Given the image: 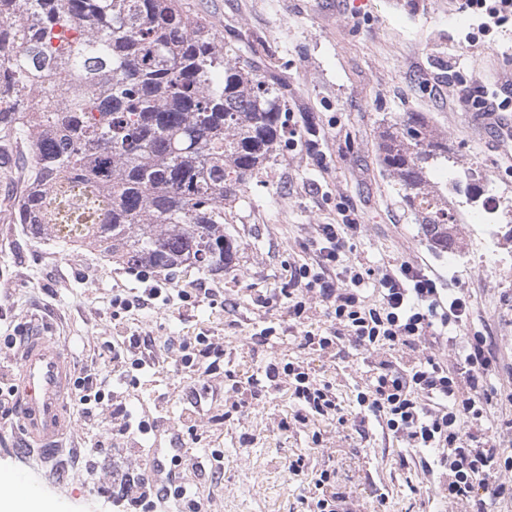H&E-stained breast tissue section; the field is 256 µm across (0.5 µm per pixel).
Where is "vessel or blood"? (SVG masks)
<instances>
[{
    "instance_id": "1",
    "label": "vessel or blood",
    "mask_w": 512,
    "mask_h": 512,
    "mask_svg": "<svg viewBox=\"0 0 512 512\" xmlns=\"http://www.w3.org/2000/svg\"><path fill=\"white\" fill-rule=\"evenodd\" d=\"M69 366L57 345L40 333L30 334L18 363L20 425L36 445L63 437L70 425L67 389Z\"/></svg>"
}]
</instances>
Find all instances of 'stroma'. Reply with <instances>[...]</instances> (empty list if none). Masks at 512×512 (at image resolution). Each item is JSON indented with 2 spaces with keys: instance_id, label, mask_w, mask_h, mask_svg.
Listing matches in <instances>:
<instances>
[{
  "instance_id": "obj_1",
  "label": "stroma",
  "mask_w": 512,
  "mask_h": 512,
  "mask_svg": "<svg viewBox=\"0 0 512 512\" xmlns=\"http://www.w3.org/2000/svg\"><path fill=\"white\" fill-rule=\"evenodd\" d=\"M240 55L274 70L288 82V109L319 132V150L284 147L278 159L252 179L247 191L226 207L225 234L237 244L232 264L221 272L180 270L154 274L179 288H209L197 308L133 311L112 315V291L133 288V277L97 251L59 249L33 238L12 215L25 191L26 160L15 150L0 152V366L18 351L4 336L37 324L69 356L72 365L99 372L98 352L132 334L155 340L153 366L130 387L107 377L112 400L83 414L72 407V425L59 450L29 448L17 424L0 420V470L24 472L56 512H111L112 487L97 468L76 465L97 442L115 440L131 449L129 467L150 473L169 467L183 449L182 479L197 492L206 512H288L299 483L285 466L291 452L323 460L298 428L284 434L282 418L294 410L283 381L272 382L269 398L238 405L224 386L223 372L201 378L177 368L183 338L207 333L223 345L225 361L239 377L301 355L293 336L268 346L254 332L281 324L284 311L258 305L260 296L282 287L289 267L301 260V245L317 225L336 221L343 203L362 224L356 251L383 265L409 261L428 266L441 279L467 289L471 329H487L503 364L512 365V226L501 225L500 264L472 272L464 259L476 254L469 225H459L457 254L440 253L427 242L407 210L397 185L384 171L377 148L380 131L406 112L423 113L448 140V155L483 168L512 200V157L503 155L493 130L481 125L463 94L484 86L512 89V28L464 37L476 20L458 0H182ZM306 361L330 381L346 408V425L317 423L333 461L336 489L349 495L356 512H448L440 497L422 491L437 482L423 458L400 465V443L376 423L360 439L350 421L359 412L356 395L368 382V362L356 352H314ZM208 387L207 405L194 408L193 393ZM125 404L150 423L148 435L115 434L114 404Z\"/></svg>"
}]
</instances>
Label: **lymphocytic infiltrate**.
I'll list each match as a JSON object with an SVG mask.
<instances>
[{
  "mask_svg": "<svg viewBox=\"0 0 512 512\" xmlns=\"http://www.w3.org/2000/svg\"><path fill=\"white\" fill-rule=\"evenodd\" d=\"M361 226L342 216L340 223L321 224L303 249L308 259L293 264L285 287L264 296L268 307H284L289 328L298 329L303 350L327 352L352 348L374 358L367 387L357 395L364 414L376 419L409 450L428 451V471L438 473L435 488L450 512L469 506L488 512L489 506L512 497V451L483 434L484 426L501 423L512 428L506 412L512 408V376L505 374L492 337L477 332L466 337L453 359L440 349L452 330L467 324L470 297L464 290L446 291L437 274L407 261L385 267L363 262L352 242ZM138 287L117 288L112 307L159 309L179 298L184 306L198 307L200 293L173 291L167 284H148L138 274ZM320 305L328 327L306 329L313 305ZM154 339L132 335L100 352L107 363L120 362L140 371L149 364ZM181 368L213 373L223 347L211 337L198 335L179 345ZM238 394L259 399L264 377L284 374L297 408L281 420L289 430L310 419L345 423L341 402L329 382L318 379L303 360L269 365L264 377L246 382L225 370ZM181 454H174L164 478L151 474L115 471L112 505L120 512H204V504L176 469ZM299 480L310 481L307 493L298 494L289 512H350L348 495L331 491L334 470L310 472L304 454L286 460Z\"/></svg>",
  "mask_w": 512,
  "mask_h": 512,
  "instance_id": "obj_1",
  "label": "lymphocytic infiltrate"
}]
</instances>
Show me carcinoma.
<instances>
[{
  "mask_svg": "<svg viewBox=\"0 0 512 512\" xmlns=\"http://www.w3.org/2000/svg\"><path fill=\"white\" fill-rule=\"evenodd\" d=\"M2 24L16 45L0 52V142L36 154L15 223L68 247L62 211L74 202L58 193L73 179L110 200L82 245L128 268L224 270L237 251L224 204L280 155L287 82L179 0H0ZM35 82L51 95L46 112L29 99ZM380 150L428 241L455 251L448 185L430 178L448 145L408 112Z\"/></svg>",
  "mask_w": 512,
  "mask_h": 512,
  "instance_id": "obj_1",
  "label": "carcinoma"
}]
</instances>
